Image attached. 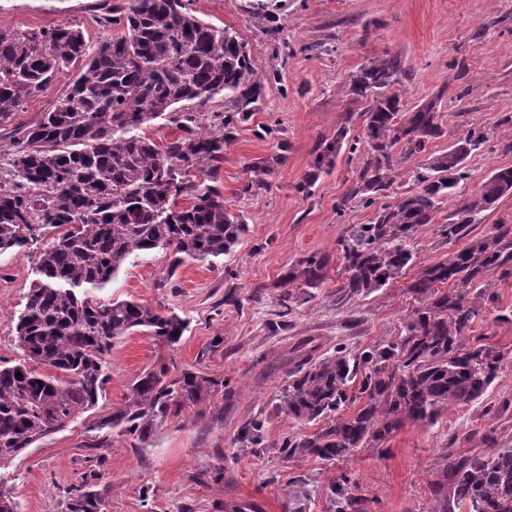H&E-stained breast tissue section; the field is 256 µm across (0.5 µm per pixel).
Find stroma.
Listing matches in <instances>:
<instances>
[{"label":"stroma","instance_id":"1","mask_svg":"<svg viewBox=\"0 0 512 512\" xmlns=\"http://www.w3.org/2000/svg\"><path fill=\"white\" fill-rule=\"evenodd\" d=\"M250 2L193 0L205 22L237 31L258 69L279 73L265 84L259 112L225 147L218 175L226 205L245 217L246 230L228 254L209 262L185 260L173 273L168 270L172 257L162 250L125 262L104 297L169 309L187 320L188 329L173 346L144 330L113 345L110 378L97 404L33 444L6 471V486L21 512H67L64 488L81 485L93 468L109 487L104 512H224L225 503L241 500L259 501L264 512H288L286 492L297 479L311 488L306 512H325L326 488L346 472L368 498L369 512H430L431 470L448 439L466 453L473 444L464 433L491 426L499 443L512 446V409L494 418L473 405L449 410L431 427L405 425L381 448L359 449L346 462L280 453L288 434L309 435L317 426L277 414L276 400L288 383L279 354L306 336L318 337L330 352L339 345L363 349L394 335L416 305L411 282L424 266L461 247L439 236L436 226L420 231L416 264L388 287L340 305L336 293L342 276L333 261L315 298L287 323L274 314L275 283L289 264L313 252L334 258L347 229L375 216V208L348 196L364 163L358 155L341 154L310 195L296 190L322 138L344 122L352 135H363L364 105L345 92L360 65L387 53L397 56L406 71L408 106L437 100L444 134L431 151L446 150L470 128L486 131V146L465 161L463 193L477 191L495 169L512 167V0H273L265 28L251 23ZM100 4L0 0V28L39 30L70 22L80 25L95 46L108 36L94 21ZM73 78V72H63L34 92L14 126L35 123ZM463 87L468 96L456 99ZM274 154L282 162L266 186L244 192L251 167ZM37 261L34 248L0 255V365L23 358L15 318L38 277ZM471 336L507 355L489 403L512 400V321L478 318ZM160 364L174 374L188 368L223 378L234 391L231 407H224L221 396L212 399L224 407L223 421L187 408L159 424L143 445L112 430H96V422L129 395L138 375ZM256 417L264 421L260 448L237 445L241 425Z\"/></svg>","mask_w":512,"mask_h":512}]
</instances>
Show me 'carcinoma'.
Wrapping results in <instances>:
<instances>
[{"instance_id":"1","label":"carcinoma","mask_w":512,"mask_h":512,"mask_svg":"<svg viewBox=\"0 0 512 512\" xmlns=\"http://www.w3.org/2000/svg\"><path fill=\"white\" fill-rule=\"evenodd\" d=\"M95 19L117 33L94 49L81 27L69 22L38 31L0 28V130L29 95L76 69L65 96L35 124L13 128V149L0 153V254L59 230L39 251V279L15 326L26 360L0 366V470L97 403L117 339L145 327L167 346L180 341L188 323L177 313L101 300L96 292L133 255L163 249L175 255V268L186 258L208 261L231 251L245 222L215 186L224 145L259 111L264 82L278 78L275 70L260 76L236 31L202 20L190 0L106 2ZM404 75L398 58L377 57L346 84L353 101L368 103L367 159L350 197L369 206L388 196L400 163L425 153L443 135L433 104L404 110ZM219 95L224 111L212 114L213 130L203 133L200 113L185 104L204 105ZM149 121L181 134L158 143L141 133ZM487 142L482 129H469L448 150L425 159L415 174L417 191L382 205L372 223L346 231L338 241L339 302L388 286L415 263L420 230L436 223L440 204L459 194L465 157ZM357 144L344 125L321 140L314 173L297 191L308 196L315 177L330 173L342 151L352 154ZM279 162L277 155L254 167L242 192L263 186L271 164ZM506 196H512V167L494 170L464 198L458 221L438 225L439 235L467 237L469 226ZM180 199L187 204L178 206ZM328 263L327 256L313 253L288 267L276 284L280 321L315 297ZM496 271L512 274V227L505 224L422 269L409 286L417 305L382 343L362 351L340 346L318 356L316 338L309 337L284 351L288 385L275 408L321 428L288 436L281 452L344 460L359 448H381L407 423L433 426L449 408L485 396L505 354L470 342L469 332L494 302L490 276ZM223 390L219 377L184 369L172 378L162 364L140 374L131 395L94 429L143 443L156 424ZM262 428L247 422L240 436L259 445ZM481 444L467 455L441 449L433 512H512V447H497L491 431ZM99 480L92 470L70 491L68 512H102L108 486ZM325 495L328 512H368L367 498L348 474Z\"/></svg>"}]
</instances>
